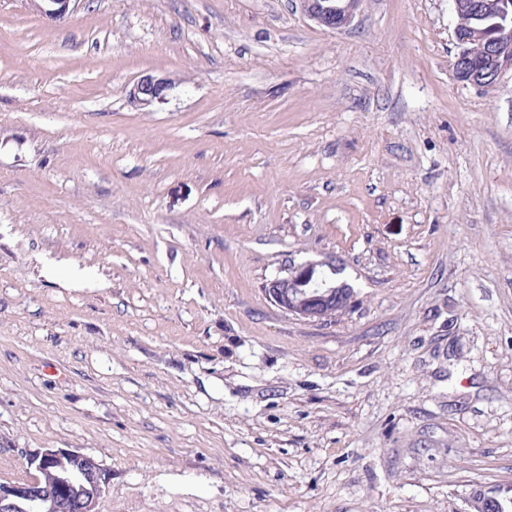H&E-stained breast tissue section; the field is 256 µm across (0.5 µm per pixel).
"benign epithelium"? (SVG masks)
Returning a JSON list of instances; mask_svg holds the SVG:
<instances>
[{
    "label": "benign epithelium",
    "instance_id": "1",
    "mask_svg": "<svg viewBox=\"0 0 512 512\" xmlns=\"http://www.w3.org/2000/svg\"><path fill=\"white\" fill-rule=\"evenodd\" d=\"M73 0H38V10L46 18H63ZM361 0H300L306 16L320 26L341 29L348 26ZM455 13H482L497 9L499 21L494 35L482 49L480 62H473V51L460 39L452 69L459 81L479 87L490 80L497 82L512 71V13L508 4L495 6L485 0H452ZM167 75L140 77L129 91L130 98L143 107L164 98L172 88ZM336 270L332 262H304L289 269L284 276L269 280L265 296L287 314L312 322H327L355 302L353 290L336 283L322 270ZM34 479L11 484L0 483V512H66L77 504L80 512H98L97 505L109 483V471L95 457L77 450L46 448L27 457Z\"/></svg>",
    "mask_w": 512,
    "mask_h": 512
}]
</instances>
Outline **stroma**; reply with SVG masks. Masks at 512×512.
<instances>
[{
	"instance_id": "35a3bbf8",
	"label": "stroma",
	"mask_w": 512,
	"mask_h": 512,
	"mask_svg": "<svg viewBox=\"0 0 512 512\" xmlns=\"http://www.w3.org/2000/svg\"><path fill=\"white\" fill-rule=\"evenodd\" d=\"M451 0H0V483L68 448L98 512L512 498V71ZM175 86L143 108L139 76ZM331 261L330 323L262 288ZM360 2L361 0H300L306 16L329 29L348 26ZM494 5L499 21L494 25V35L484 44L479 63H473V51L464 40L459 39L456 28L460 36H472L473 27L488 26L495 19L489 18L479 23L466 15L457 16V53L452 61V69L459 81L479 88L488 80L497 83L504 72L512 71V16L506 2Z\"/></svg>"
}]
</instances>
